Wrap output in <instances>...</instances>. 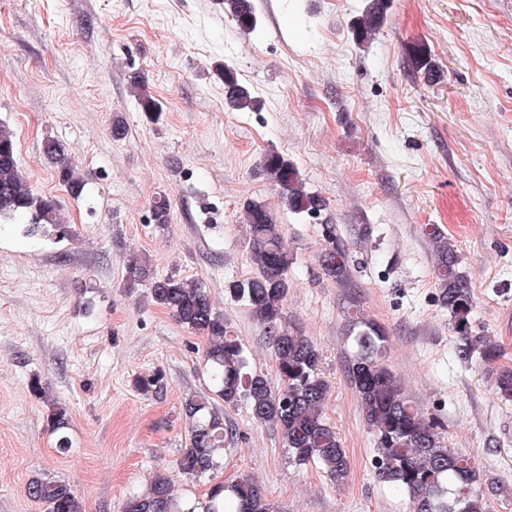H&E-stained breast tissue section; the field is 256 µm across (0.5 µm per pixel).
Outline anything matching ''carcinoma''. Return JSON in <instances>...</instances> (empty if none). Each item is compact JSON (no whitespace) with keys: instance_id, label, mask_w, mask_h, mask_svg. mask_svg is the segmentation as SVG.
Instances as JSON below:
<instances>
[{"instance_id":"obj_1","label":"carcinoma","mask_w":512,"mask_h":512,"mask_svg":"<svg viewBox=\"0 0 512 512\" xmlns=\"http://www.w3.org/2000/svg\"><path fill=\"white\" fill-rule=\"evenodd\" d=\"M224 12L244 30L256 29L253 0H224ZM383 12V0H372L359 19L360 31L369 32ZM224 86L230 89L226 102L237 111L253 112L259 100L238 83L236 74L223 70ZM133 89L141 111L157 114L159 103L147 91L145 81L134 79ZM46 155L55 161L56 174L67 190L78 196L84 177L69 160L61 157V147L53 140L45 143ZM266 173L280 189L287 205L302 213L319 207L316 196L307 192L305 183L287 159L278 154L265 158ZM29 219L27 232L35 235L45 226L61 223L60 210L52 199L39 196L17 160L16 135L0 124V217ZM247 241L254 276L233 281L225 292L247 308L262 328L274 350V370L279 377L272 387L267 376L250 368L244 346L215 311L205 284L192 278L170 275L149 277L146 265L137 260L127 264L131 287L148 283L154 301L167 308L177 322L193 333L204 336V370L212 395H193L182 404L189 424L190 443L177 461L179 473L188 479L210 476L219 467L217 451L233 441V429L225 423L223 406L245 402L253 419L280 430L290 463L305 466L319 463L331 480L347 481L350 465L338 433L326 418L328 385L318 373L319 352L307 337L290 326L286 301L290 280L288 270L292 253L269 208L258 202L244 207ZM156 227L169 223V205L159 198L152 203ZM435 278L441 305L448 309L456 333L454 356L469 362L475 358L491 366L501 350L481 336L470 332L473 301L465 275L458 270L454 246L441 236L435 237ZM325 274L338 281L347 275L346 253L332 247L320 255ZM348 327L354 334L356 355L348 364L365 422L375 444L377 478L407 493L412 512H488L478 490L481 470L475 459L450 448L439 426L409 400L392 370L384 362L389 348L386 329L365 317L360 305L351 304ZM133 387L143 396L158 394L161 374L139 375ZM497 398L512 400V369L496 373ZM50 427L56 434V447H71L67 435L66 410H51ZM28 495L41 502L46 512H82V505L71 486L57 480L34 479ZM123 512H279L265 494L262 484L252 478L221 480L210 486L206 500L178 503L172 495V480L157 472L144 495L131 496Z\"/></svg>"}]
</instances>
